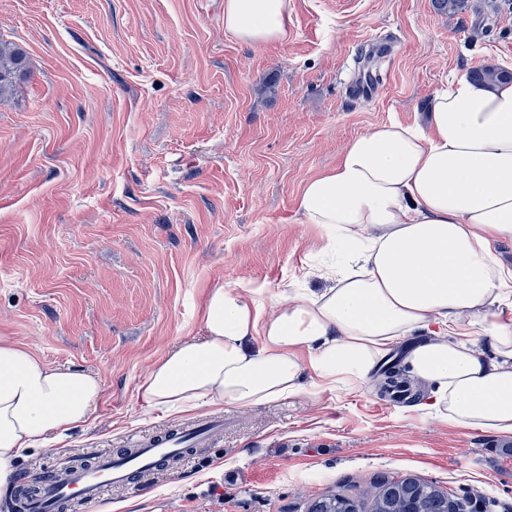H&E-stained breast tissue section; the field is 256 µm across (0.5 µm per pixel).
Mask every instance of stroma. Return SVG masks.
Segmentation results:
<instances>
[{
  "instance_id": "obj_1",
  "label": "stroma",
  "mask_w": 512,
  "mask_h": 512,
  "mask_svg": "<svg viewBox=\"0 0 512 512\" xmlns=\"http://www.w3.org/2000/svg\"><path fill=\"white\" fill-rule=\"evenodd\" d=\"M286 42L244 44L224 0H0L29 75L0 100V336L104 393L88 423L23 455L40 476L213 415H144L137 387L199 333L208 292L317 289L326 241L298 196L349 142L422 123L457 70L512 68V0H288ZM385 52L375 97L347 91ZM353 390L224 405V438L106 493L112 512H306L321 494L411 474L512 512V447Z\"/></svg>"
}]
</instances>
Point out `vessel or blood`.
Returning a JSON list of instances; mask_svg holds the SVG:
<instances>
[{
	"instance_id": "obj_1",
	"label": "vessel or blood",
	"mask_w": 512,
	"mask_h": 512,
	"mask_svg": "<svg viewBox=\"0 0 512 512\" xmlns=\"http://www.w3.org/2000/svg\"><path fill=\"white\" fill-rule=\"evenodd\" d=\"M223 436L224 417L216 414L199 423L171 426L150 437L133 439L129 452L102 454L91 466L39 477L34 482L36 493L27 501L25 512H72L76 504L127 487L134 476L182 460L189 449L209 447Z\"/></svg>"
}]
</instances>
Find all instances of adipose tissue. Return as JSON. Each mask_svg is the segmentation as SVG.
Here are the masks:
<instances>
[{
    "label": "adipose tissue",
    "mask_w": 512,
    "mask_h": 512,
    "mask_svg": "<svg viewBox=\"0 0 512 512\" xmlns=\"http://www.w3.org/2000/svg\"><path fill=\"white\" fill-rule=\"evenodd\" d=\"M288 20V0H224V30L245 43L287 41ZM427 112V126L354 138L304 185V223L352 244L345 266L322 268L327 288L297 289L271 313L247 285L212 288L201 333L139 384L144 412L351 388L418 333L402 366L431 387L419 410L512 439V268L494 252L512 240V81L456 72ZM102 393L93 375L0 336V491L24 453L88 421Z\"/></svg>",
    "instance_id": "obj_1"
}]
</instances>
